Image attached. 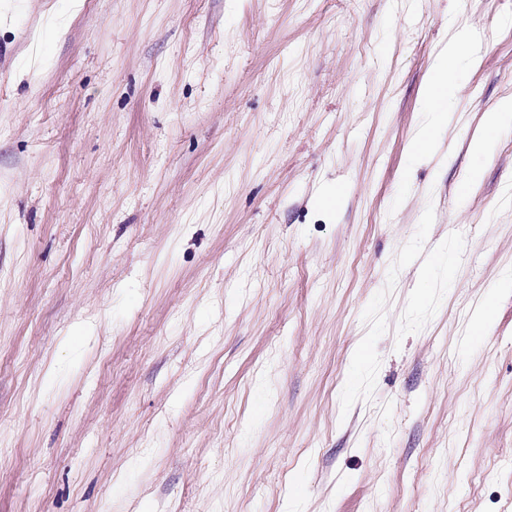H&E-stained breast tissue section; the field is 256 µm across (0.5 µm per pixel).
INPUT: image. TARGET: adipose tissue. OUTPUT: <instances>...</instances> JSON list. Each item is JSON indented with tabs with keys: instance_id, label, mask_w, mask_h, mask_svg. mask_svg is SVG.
<instances>
[{
	"instance_id": "1",
	"label": "adipose tissue",
	"mask_w": 512,
	"mask_h": 512,
	"mask_svg": "<svg viewBox=\"0 0 512 512\" xmlns=\"http://www.w3.org/2000/svg\"><path fill=\"white\" fill-rule=\"evenodd\" d=\"M470 32H457L436 57L432 66V78L423 89L421 98L425 123L410 143L411 160L431 157L435 148V132L448 121V100L455 92L457 78L454 62L463 46L472 42Z\"/></svg>"
}]
</instances>
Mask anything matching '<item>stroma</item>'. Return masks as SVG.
<instances>
[{
    "label": "stroma",
    "instance_id": "obj_1",
    "mask_svg": "<svg viewBox=\"0 0 512 512\" xmlns=\"http://www.w3.org/2000/svg\"><path fill=\"white\" fill-rule=\"evenodd\" d=\"M508 97L512 0H0V512H512ZM472 40L470 32L458 31L434 61L431 81L421 93L425 123L409 147L412 161L429 158L434 154L435 132L447 124L448 99L454 94L457 83L454 61L461 48L469 45ZM512 123V98L500 101L492 112H486L482 126L487 131L496 130L502 125Z\"/></svg>",
    "mask_w": 512,
    "mask_h": 512
}]
</instances>
